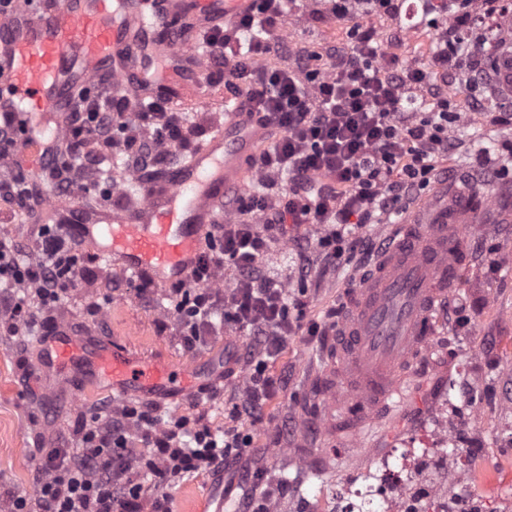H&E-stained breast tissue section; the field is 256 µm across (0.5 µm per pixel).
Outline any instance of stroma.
I'll return each instance as SVG.
<instances>
[{"mask_svg": "<svg viewBox=\"0 0 512 512\" xmlns=\"http://www.w3.org/2000/svg\"><path fill=\"white\" fill-rule=\"evenodd\" d=\"M324 10L323 0H293L288 14L290 40L319 50L345 38L347 22L324 18ZM456 135L463 145L448 158V181L469 183L472 190L483 193L490 211L485 222L469 228V260L452 291L465 305L471 324L458 328L447 309H440L438 333L422 362L413 364L410 386L391 422L375 423L362 435L359 446L340 454L334 453L333 441L325 432V413L308 401L314 375H322L328 392H335L336 370L326 367L321 358V337H290L271 367L272 373L285 377L284 387L270 400L263 420H239L240 429L252 438L249 458L263 467L253 495L261 500L275 493L277 512H301L299 500L313 482L331 481L340 472L370 466L404 439L431 429L443 413L449 383H456L461 395L475 380L492 393L512 391V216L504 211L512 201V174L487 177L477 165L486 151L506 158L502 145L512 144V125L468 119ZM80 250L96 272L98 284L73 292L48 310V318L102 338L130 342L162 361L191 363L222 355L235 372L232 381L192 400L162 404L158 411L167 421L198 417L213 429H223L246 381L250 337L229 340L219 334L208 337L200 348L185 349L168 290L156 288L150 298H139L128 288V275L118 265L100 259L89 242H82ZM493 262L498 265L494 272L489 269ZM264 264L271 274L287 280L289 289L307 287L310 320L322 318L328 308L341 303L349 281L363 280L369 271L368 264L357 261L300 282L294 253L286 242L272 245ZM39 353L38 336L0 334V512H6L10 495L36 500L39 443L71 436L79 420L113 400L111 394L100 391L75 397L61 386L41 392L30 378ZM216 481L214 475L205 474L169 484L165 492L172 512H197L200 502L215 492Z\"/></svg>", "mask_w": 512, "mask_h": 512, "instance_id": "1", "label": "stroma"}]
</instances>
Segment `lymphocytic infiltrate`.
Instances as JSON below:
<instances>
[{
  "label": "lymphocytic infiltrate",
  "instance_id": "obj_1",
  "mask_svg": "<svg viewBox=\"0 0 512 512\" xmlns=\"http://www.w3.org/2000/svg\"><path fill=\"white\" fill-rule=\"evenodd\" d=\"M328 2L333 17L354 21L352 51L293 47L282 32L288 0H254L249 11L209 30L203 40L205 79L232 94L246 93L272 139L250 160L253 190L235 195L224 223L207 232L190 283L173 286V314L190 348L220 327L251 337L255 358L234 409L256 421L282 383L271 374L270 359L298 332L325 335L338 315L332 308L323 320H307L305 293H289L264 271L271 243H292L302 278L372 254L379 243L364 235V227L405 213L459 147L450 134L447 100L418 112L410 106L413 90L438 67L471 69L470 90L482 88L477 71L486 38L465 45L445 30L439 53L410 66L383 51L360 23L392 12L393 0ZM25 132L24 125L0 117V199L21 211L35 199L37 183L16 159ZM205 132L204 121L171 111L164 96L140 102L113 94L107 82L96 83L81 92L51 150V188L62 194L76 185L91 191L112 154L140 178L173 167ZM306 224L317 226L316 238L301 236ZM38 238L37 249L26 252L0 243V326L14 334L42 327L44 311L75 289L95 285L72 225H42ZM228 271L233 285L220 288ZM250 444L243 434L228 447L222 434L198 419L159 422L150 404L102 409L43 454L37 505L17 496L9 512H169L167 497L147 496L144 476L165 483L217 474Z\"/></svg>",
  "mask_w": 512,
  "mask_h": 512
}]
</instances>
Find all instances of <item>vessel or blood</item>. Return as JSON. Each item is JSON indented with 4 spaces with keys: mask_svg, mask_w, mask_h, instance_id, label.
<instances>
[{
    "mask_svg": "<svg viewBox=\"0 0 512 512\" xmlns=\"http://www.w3.org/2000/svg\"><path fill=\"white\" fill-rule=\"evenodd\" d=\"M252 0H59L37 11L15 0L0 15V116L24 115L22 166L43 164L61 138L59 114L70 99L109 78L146 100L167 92L181 112H220L204 138L161 180L145 187L135 206H56L58 219L77 223L83 238L122 270L165 288L188 281L204 248L203 231L218 221L216 207L242 189L246 164L270 139L242 99L223 86L198 82L204 70L200 35ZM482 215L471 192L459 188L452 205L432 203L408 223L393 225L390 242L358 288L345 295L346 314L326 350L340 389L357 413H343L330 432L337 441L391 413L402 397L405 370L429 351L437 314L456 287L466 260L464 225ZM219 357L203 367L173 365L118 341L76 333L59 323L34 367L41 385H68L73 394L98 388L158 403L198 396L223 381Z\"/></svg>",
    "mask_w": 512,
    "mask_h": 512,
    "instance_id": "b4317fda",
    "label": "vessel or blood"
}]
</instances>
